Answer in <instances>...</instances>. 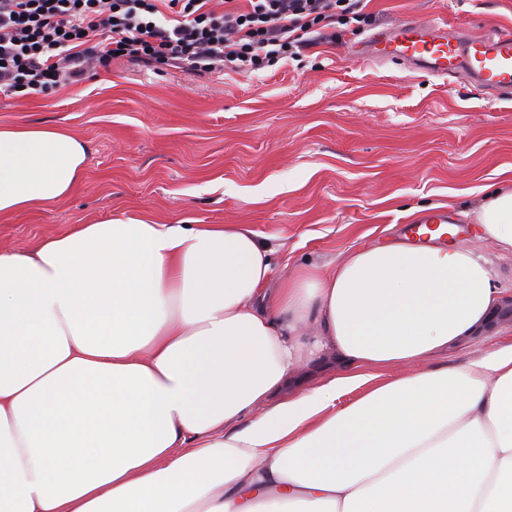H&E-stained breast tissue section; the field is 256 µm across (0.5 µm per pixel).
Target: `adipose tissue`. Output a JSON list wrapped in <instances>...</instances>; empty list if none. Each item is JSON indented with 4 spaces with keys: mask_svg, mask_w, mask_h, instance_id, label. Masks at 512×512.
I'll return each instance as SVG.
<instances>
[{
    "mask_svg": "<svg viewBox=\"0 0 512 512\" xmlns=\"http://www.w3.org/2000/svg\"><path fill=\"white\" fill-rule=\"evenodd\" d=\"M86 162L67 129L0 127V216ZM475 219L512 254V184ZM272 272L245 224L117 217L0 250V512H512V344L378 375L490 330L484 255Z\"/></svg>",
    "mask_w": 512,
    "mask_h": 512,
    "instance_id": "obj_1",
    "label": "adipose tissue"
}]
</instances>
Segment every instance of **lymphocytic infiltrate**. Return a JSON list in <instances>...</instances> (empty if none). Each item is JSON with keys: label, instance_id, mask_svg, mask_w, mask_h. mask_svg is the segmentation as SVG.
<instances>
[{"label": "lymphocytic infiltrate", "instance_id": "f902f5d3", "mask_svg": "<svg viewBox=\"0 0 512 512\" xmlns=\"http://www.w3.org/2000/svg\"><path fill=\"white\" fill-rule=\"evenodd\" d=\"M363 0H0V91L42 95L123 58L159 71L249 74L308 46Z\"/></svg>", "mask_w": 512, "mask_h": 512}]
</instances>
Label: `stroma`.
Segmentation results:
<instances>
[{
    "mask_svg": "<svg viewBox=\"0 0 512 512\" xmlns=\"http://www.w3.org/2000/svg\"><path fill=\"white\" fill-rule=\"evenodd\" d=\"M364 22L252 74L156 72L118 59L48 95L0 92V127L62 126L88 147L65 199L0 217V249L126 214L157 224H246L268 241L279 286L359 249L403 239L415 207L458 214L460 242L489 260L507 315L488 336L382 371L390 381L459 366L512 344V256L481 238L470 212L512 181V100L466 73L441 80L353 57L366 35L413 16L471 34L512 30V0H369Z\"/></svg>",
    "mask_w": 512,
    "mask_h": 512,
    "instance_id": "35a3bbf8",
    "label": "stroma"
}]
</instances>
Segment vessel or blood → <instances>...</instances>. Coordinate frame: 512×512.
<instances>
[{"mask_svg":"<svg viewBox=\"0 0 512 512\" xmlns=\"http://www.w3.org/2000/svg\"><path fill=\"white\" fill-rule=\"evenodd\" d=\"M358 60L371 67L397 60L417 72L442 79L462 68L494 98L512 97L511 31L466 36L449 32L442 19L432 18L419 26L408 16L382 33L368 36ZM447 221L446 212L436 211L428 214L424 224L411 225L410 232L418 240H427Z\"/></svg>","mask_w":512,"mask_h":512,"instance_id":"obj_1","label":"vessel or blood"}]
</instances>
